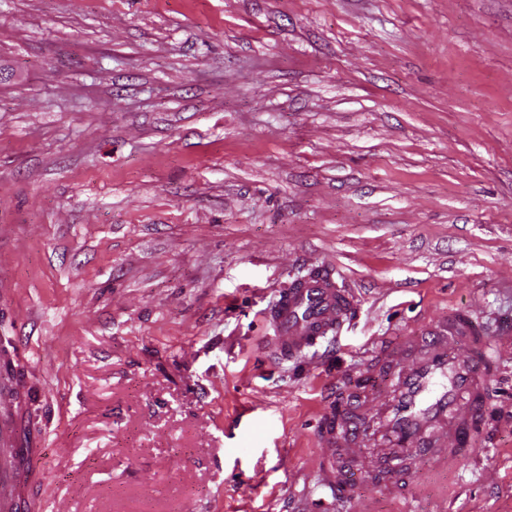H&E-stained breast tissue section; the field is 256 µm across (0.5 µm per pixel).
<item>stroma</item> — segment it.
<instances>
[{
    "instance_id": "1",
    "label": "stroma",
    "mask_w": 512,
    "mask_h": 512,
    "mask_svg": "<svg viewBox=\"0 0 512 512\" xmlns=\"http://www.w3.org/2000/svg\"><path fill=\"white\" fill-rule=\"evenodd\" d=\"M350 324L293 360L314 266ZM498 350L476 460L410 512H512V0H0V371L39 512L337 501L318 426L449 311ZM335 273L315 267L280 290L267 318L282 356H295L327 336H337L350 319L353 295L339 285Z\"/></svg>"
}]
</instances>
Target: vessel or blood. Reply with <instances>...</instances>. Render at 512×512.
I'll return each instance as SVG.
<instances>
[{
    "mask_svg": "<svg viewBox=\"0 0 512 512\" xmlns=\"http://www.w3.org/2000/svg\"><path fill=\"white\" fill-rule=\"evenodd\" d=\"M352 308L353 296L334 269L315 267L280 290L267 318L280 354L292 357L340 333ZM452 341L464 345L465 354L449 353ZM495 365L488 337L460 312L432 322L406 344L379 342L365 369L337 391L319 431L336 450L328 475L337 495H348L346 467L355 462L354 449L369 442L375 448L361 472L403 498L415 481L407 461H425L440 471L469 461ZM383 380L392 399L379 407L374 400ZM28 481V472L14 461V422L0 414V512H13L24 500Z\"/></svg>",
    "mask_w": 512,
    "mask_h": 512,
    "instance_id": "b4317fda",
    "label": "vessel or blood"
}]
</instances>
